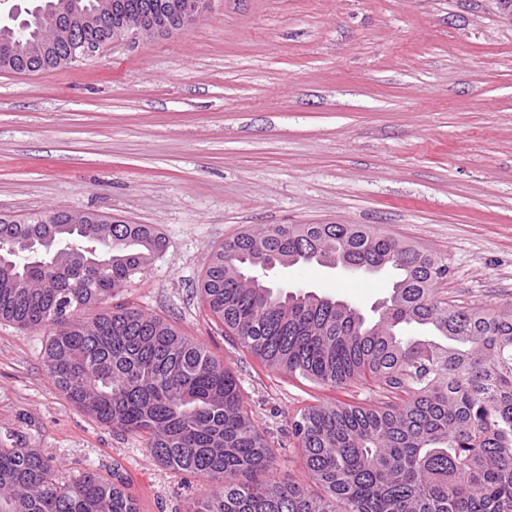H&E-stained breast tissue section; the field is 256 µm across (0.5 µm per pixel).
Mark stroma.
I'll return each mask as SVG.
<instances>
[{
	"mask_svg": "<svg viewBox=\"0 0 512 512\" xmlns=\"http://www.w3.org/2000/svg\"><path fill=\"white\" fill-rule=\"evenodd\" d=\"M46 210L160 231L165 251L115 304L231 367L280 478L309 484L288 425L332 393L225 336L197 295L210 256L255 225H371L447 257L463 303H512V25L494 0H213L195 26L80 66L0 71V214ZM274 281L368 315L391 277L312 264ZM47 336L0 322V448L120 475L139 512H182L201 480L69 400Z\"/></svg>",
	"mask_w": 512,
	"mask_h": 512,
	"instance_id": "stroma-1",
	"label": "stroma"
}]
</instances>
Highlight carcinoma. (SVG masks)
Here are the masks:
<instances>
[{"label": "carcinoma", "instance_id": "carcinoma-1", "mask_svg": "<svg viewBox=\"0 0 512 512\" xmlns=\"http://www.w3.org/2000/svg\"><path fill=\"white\" fill-rule=\"evenodd\" d=\"M165 0H118L104 42ZM22 30L0 29V69L71 66L37 0ZM166 245L147 224L97 213L0 215V321L46 329L44 365L100 424L146 438L160 464L203 481L184 512H512V305L442 294L448 258L361 224H269L215 250L200 295L224 332L267 370L312 384L368 386L374 400L311 405L290 422L313 492L278 460L232 370L168 322L117 305ZM339 260L395 273L369 318L332 296L290 294L269 268ZM422 327L405 334L406 327ZM0 512H139L122 478L87 468L64 481L37 448H0Z\"/></svg>", "mask_w": 512, "mask_h": 512}]
</instances>
